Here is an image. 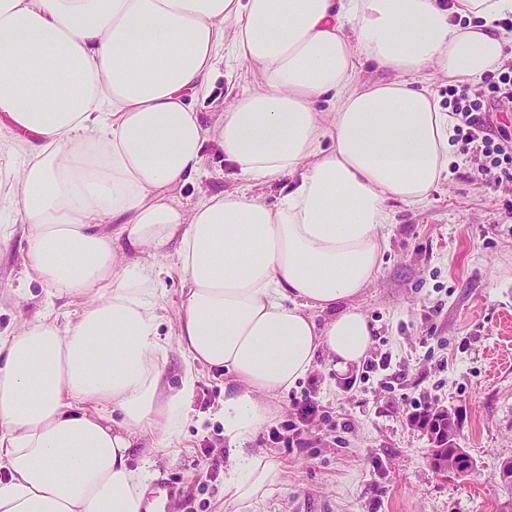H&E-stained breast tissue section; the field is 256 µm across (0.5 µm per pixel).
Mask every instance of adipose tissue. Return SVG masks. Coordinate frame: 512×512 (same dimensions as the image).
<instances>
[{
  "label": "adipose tissue",
  "instance_id": "obj_1",
  "mask_svg": "<svg viewBox=\"0 0 512 512\" xmlns=\"http://www.w3.org/2000/svg\"><path fill=\"white\" fill-rule=\"evenodd\" d=\"M510 14L512 0H0V244L25 225L27 280L77 301L66 321L48 304L0 333V512H141L131 450L179 435L199 370L233 385L225 502L272 493L282 470L247 442L318 359L344 375L366 357L357 299L390 204H423L455 161V118L409 78L497 71ZM227 61L257 84L201 118ZM366 62L392 79L359 82ZM211 143L243 184L184 205ZM281 183L276 206L255 192ZM162 283L163 304L167 318L174 323L175 315L181 302V284L176 274L168 275L162 272L160 275Z\"/></svg>",
  "mask_w": 512,
  "mask_h": 512
}]
</instances>
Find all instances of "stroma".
I'll return each mask as SVG.
<instances>
[{"label":"stroma","instance_id":"1","mask_svg":"<svg viewBox=\"0 0 512 512\" xmlns=\"http://www.w3.org/2000/svg\"><path fill=\"white\" fill-rule=\"evenodd\" d=\"M200 192H230L242 180L223 153L207 148ZM478 162L462 156L451 176L419 206H392L384 261L357 304L373 328L364 360L341 375L320 364L276 399L269 428L250 447L280 462L284 475L269 496L247 506L224 500L227 442L215 414L224 377L201 373L179 438L154 452L156 493L175 489L174 512H512V488L497 479L512 459V181L492 190ZM27 235L15 226L0 249V332L42 310L47 290L22 283ZM316 415L289 443L270 428L295 418V403ZM450 409L458 442L473 458L464 476L438 475L429 438L416 422L424 407Z\"/></svg>","mask_w":512,"mask_h":512}]
</instances>
